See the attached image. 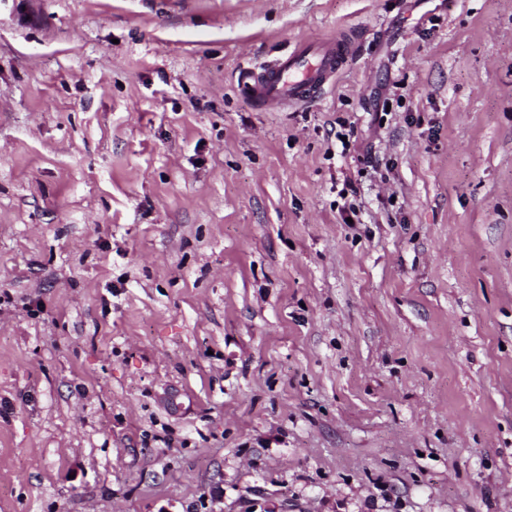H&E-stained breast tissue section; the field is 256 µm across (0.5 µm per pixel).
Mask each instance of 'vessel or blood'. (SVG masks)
Returning <instances> with one entry per match:
<instances>
[{
    "label": "vessel or blood",
    "instance_id": "b4317fda",
    "mask_svg": "<svg viewBox=\"0 0 512 512\" xmlns=\"http://www.w3.org/2000/svg\"><path fill=\"white\" fill-rule=\"evenodd\" d=\"M353 49L349 35L301 41L287 54L242 68L239 81L258 109L305 103L324 92Z\"/></svg>",
    "mask_w": 512,
    "mask_h": 512
}]
</instances>
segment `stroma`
I'll list each match as a JSON object with an SVG mask.
<instances>
[{
    "label": "stroma",
    "mask_w": 512,
    "mask_h": 512,
    "mask_svg": "<svg viewBox=\"0 0 512 512\" xmlns=\"http://www.w3.org/2000/svg\"><path fill=\"white\" fill-rule=\"evenodd\" d=\"M0 287V512H512V0H0ZM354 43L350 34L300 41L287 54L243 67L241 87L261 111L306 103L324 92L353 52Z\"/></svg>",
    "instance_id": "35a3bbf8"
}]
</instances>
